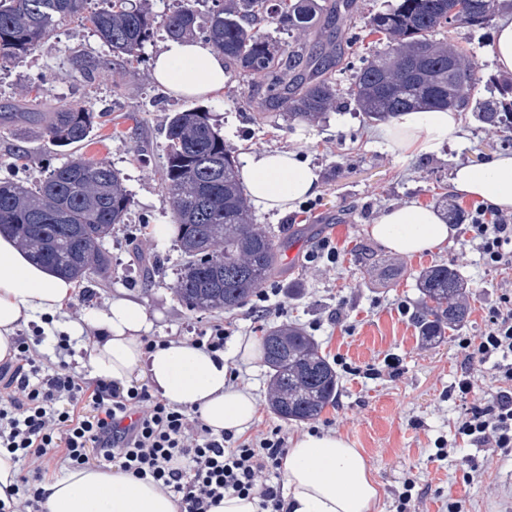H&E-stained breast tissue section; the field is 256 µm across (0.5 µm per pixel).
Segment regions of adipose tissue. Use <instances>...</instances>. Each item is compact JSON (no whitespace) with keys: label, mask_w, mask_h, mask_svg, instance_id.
I'll return each instance as SVG.
<instances>
[{"label":"adipose tissue","mask_w":512,"mask_h":512,"mask_svg":"<svg viewBox=\"0 0 512 512\" xmlns=\"http://www.w3.org/2000/svg\"><path fill=\"white\" fill-rule=\"evenodd\" d=\"M227 76L223 54L191 38L166 41L152 68L155 82L182 97L222 91ZM459 127V114L452 109L405 112L375 129L373 137L401 153L427 155ZM242 176L251 205L263 212L292 210L319 186L317 171L290 150L247 154ZM451 183L460 194L511 211L512 154L459 165ZM369 233L393 252L411 256L446 244L451 228L432 208L409 204L390 207ZM75 294L72 280L54 274L0 234V360L12 356L22 326L55 316ZM152 326L145 304L120 297L104 310L86 311L67 330L84 340L90 378L124 387L139 374L155 395L198 414L213 431L250 430L257 397L249 385L231 381L223 354L182 339L147 350L144 337ZM282 467L286 512H373L380 496L361 450L336 433L297 435ZM41 490L42 512H178L172 493L116 468L69 470L44 481Z\"/></svg>","instance_id":"obj_1"}]
</instances>
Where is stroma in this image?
<instances>
[{
	"label": "stroma",
	"mask_w": 512,
	"mask_h": 512,
	"mask_svg": "<svg viewBox=\"0 0 512 512\" xmlns=\"http://www.w3.org/2000/svg\"><path fill=\"white\" fill-rule=\"evenodd\" d=\"M355 2L348 64L336 75L342 91L369 52L370 16L387 9L392 0ZM496 28L493 22L481 28H443L433 38L471 48L481 77L475 98L512 102V93L502 89L506 74L492 54ZM165 40L163 29H156L143 49L147 64L131 65L87 27L66 21L55 26L33 55L0 66V112L16 115L13 122L0 125V179L31 184L44 177L47 167L66 160L67 148L23 118L24 113L41 112L62 101L101 115L102 124L84 154L119 171L132 197L125 222L105 240L110 269L80 282L66 320H79L85 309H100L112 298L127 296L157 313L149 335L159 340L191 339L216 322L231 324L238 337H257L262 329L282 323L299 325L320 344L336 370V401L310 421L277 417L268 405V368L260 361L242 363L233 354V343H226L224 356L233 374L252 386L259 401L252 434L276 429L290 439L315 430L348 438L362 450L380 486L376 512H396L394 492L407 479L424 491L418 512H448L452 497L462 500L464 512H512V456L461 441L447 456L437 457L436 440L453 439L462 417V403L449 398L448 388L461 372L464 354L451 336L426 344L417 325L422 298L417 278L423 269L436 264L459 269L469 286L470 304L460 334L473 339L484 332L490 310L512 275L485 269L459 230L447 246L411 256L392 252L368 233L395 205H425L442 216L451 206L468 214L484 208V201L454 192L450 175L457 165L512 153V138L503 126L465 112L459 132L438 152L402 154L371 138V125L344 94L335 108L313 122L286 120L281 106L257 117L249 106L252 77L233 70L223 92L176 97L151 77L149 61ZM87 56L101 62L90 75L79 66ZM41 76L46 82L37 97L31 86ZM196 107L208 110L237 157L292 149L319 174L312 209L299 204L289 212L254 214L256 223L281 247V271L269 283L273 311L259 321L242 308L187 310L174 293L182 263L176 237L158 239L150 233L151 225L173 223L160 179L166 118ZM20 154L25 164L18 167L14 160ZM324 237L335 241L337 261L303 264V255ZM143 255L157 261L154 274L145 275L139 261Z\"/></svg>",
	"instance_id": "obj_1"
}]
</instances>
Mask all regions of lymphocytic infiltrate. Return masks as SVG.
<instances>
[{
	"label": "lymphocytic infiltrate",
	"mask_w": 512,
	"mask_h": 512,
	"mask_svg": "<svg viewBox=\"0 0 512 512\" xmlns=\"http://www.w3.org/2000/svg\"><path fill=\"white\" fill-rule=\"evenodd\" d=\"M464 231L490 268H512V215L479 210ZM465 367L450 386L470 405L456 434L472 444L512 454V289L492 308L479 340L461 336ZM499 385L482 394L484 380ZM0 448L21 475L15 494L33 512L53 458L67 469L110 464L161 484L181 512H209L224 495L258 499L262 512H282L278 482L287 441L279 431L255 438L213 433L199 418L152 398L147 387L86 385L67 366H43L34 345L15 341L0 363Z\"/></svg>",
	"instance_id": "lymphocytic-infiltrate-1"
}]
</instances>
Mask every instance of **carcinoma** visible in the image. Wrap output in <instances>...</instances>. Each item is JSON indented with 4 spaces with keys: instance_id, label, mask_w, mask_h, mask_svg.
<instances>
[{
    "instance_id": "obj_1",
    "label": "carcinoma",
    "mask_w": 512,
    "mask_h": 512,
    "mask_svg": "<svg viewBox=\"0 0 512 512\" xmlns=\"http://www.w3.org/2000/svg\"><path fill=\"white\" fill-rule=\"evenodd\" d=\"M0 0V61L36 52L58 21L77 18L114 53L140 62L154 35L149 0ZM200 0H180L163 20L166 37L199 38L224 54L226 67L264 81L265 101L282 99L288 119L326 113L337 97L335 73L345 62V31L353 0H210L204 23ZM512 9V0H396L374 14L369 34L386 48L355 72L347 95L366 121L381 122L421 107L470 109L483 121L512 133V104L472 101L476 64L463 46L440 45L444 27H483L485 15ZM304 34L329 28L328 49L280 50L259 24ZM60 147L79 150L93 141L96 115L72 104L29 112ZM166 163L161 180L178 225L184 262L174 292L186 308L232 310L246 305L278 272V248L254 224L235 151L203 109L175 112L164 127ZM130 195L119 172L81 155L54 166L30 185L0 181V231L11 234L41 264L82 281L107 272L104 240L125 223ZM423 308L417 324L433 339L454 331L468 314V285L460 272L437 264L418 277ZM264 362L270 370V406L286 421L314 420L336 401L339 380L319 344L303 330L281 325L264 330Z\"/></svg>"
}]
</instances>
